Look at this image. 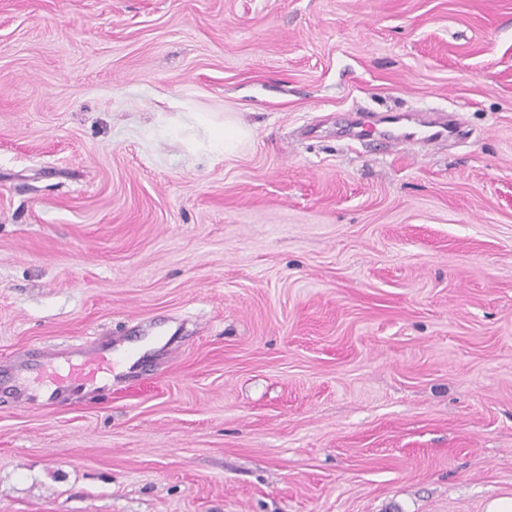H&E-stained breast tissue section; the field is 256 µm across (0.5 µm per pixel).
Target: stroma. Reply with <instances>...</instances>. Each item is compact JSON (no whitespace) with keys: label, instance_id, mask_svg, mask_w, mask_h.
Returning <instances> with one entry per match:
<instances>
[{"label":"stroma","instance_id":"stroma-1","mask_svg":"<svg viewBox=\"0 0 512 512\" xmlns=\"http://www.w3.org/2000/svg\"><path fill=\"white\" fill-rule=\"evenodd\" d=\"M138 328L105 393L0 396V512L512 497V0H0V366ZM382 120L366 116L354 136L373 137L396 148L433 146L446 141L453 127L446 119H425L419 113L403 112ZM252 137L251 130L234 121L225 120L224 128H214L211 141L215 146L224 148V154H233Z\"/></svg>","mask_w":512,"mask_h":512}]
</instances>
